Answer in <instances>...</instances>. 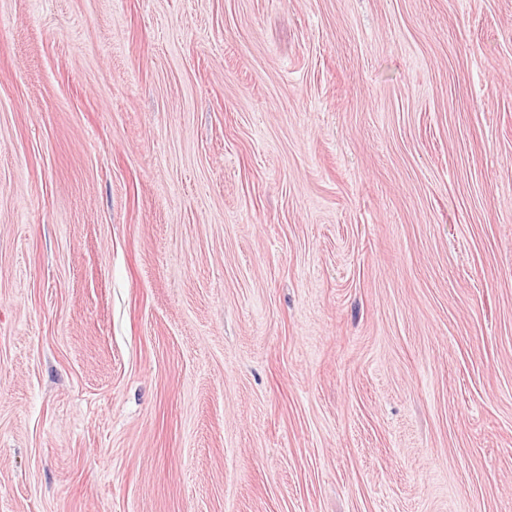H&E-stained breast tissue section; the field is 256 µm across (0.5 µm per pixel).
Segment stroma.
<instances>
[{"label": "stroma", "instance_id": "35a3bbf8", "mask_svg": "<svg viewBox=\"0 0 512 512\" xmlns=\"http://www.w3.org/2000/svg\"><path fill=\"white\" fill-rule=\"evenodd\" d=\"M0 512H512V0H0Z\"/></svg>", "mask_w": 512, "mask_h": 512}]
</instances>
